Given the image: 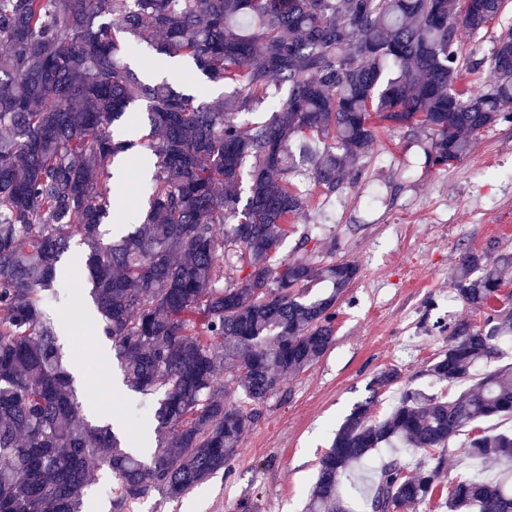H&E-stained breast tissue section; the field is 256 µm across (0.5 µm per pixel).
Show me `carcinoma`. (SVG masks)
Returning a JSON list of instances; mask_svg holds the SVG:
<instances>
[{
	"label": "carcinoma",
	"mask_w": 512,
	"mask_h": 512,
	"mask_svg": "<svg viewBox=\"0 0 512 512\" xmlns=\"http://www.w3.org/2000/svg\"><path fill=\"white\" fill-rule=\"evenodd\" d=\"M507 0H0V512H83L97 464L120 480L116 510L150 489L176 499L227 466L257 413L226 401L219 377L255 405L318 362L334 341L336 304L358 273L313 253L276 258L288 218L308 197L293 180L334 193L367 164L376 124L422 142L420 165L449 168L472 137L512 123V27L495 39L492 78L460 33L479 34ZM147 44L187 58L224 100L206 102L125 62ZM142 104L141 138L125 124ZM264 122L239 115L262 105ZM143 143L147 207L140 224L101 226L114 158ZM86 247V290L112 341L124 382L139 395L165 386L150 461L82 413L62 352L63 256ZM512 256H462L456 299L485 314L450 327L429 366L438 381L472 378L512 338V310L493 307ZM329 292L311 297L317 282ZM377 373L376 393L398 381ZM374 398L346 416L319 461L305 512H346L342 477L382 446L429 452L406 474L391 460L368 489L371 512H425L448 443L469 432L466 456L495 464L494 481L459 476L438 506L512 512V433L483 420L512 415V366L482 375L455 398L405 389L381 421Z\"/></svg>",
	"instance_id": "1"
}]
</instances>
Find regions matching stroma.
<instances>
[{
  "label": "stroma",
  "mask_w": 512,
  "mask_h": 512,
  "mask_svg": "<svg viewBox=\"0 0 512 512\" xmlns=\"http://www.w3.org/2000/svg\"><path fill=\"white\" fill-rule=\"evenodd\" d=\"M152 54L140 46L132 67L202 100L223 98V82L204 78L192 61L179 59L158 71ZM369 155L358 184L332 196L312 189L305 211L289 218L277 251L293 256L314 230L321 239L316 260L357 265L356 280L336 306L333 345L259 405L228 469L176 499L150 490L126 512H302L319 460L355 405L374 398L373 416L381 420L404 388L450 396L463 391L460 383L435 382L428 366L447 346L451 321L484 320L450 292L460 256L512 253V123L479 134L471 153L447 169L419 167L405 175L414 150L395 129H379ZM60 343L70 366L95 367L94 377L76 379L80 401L96 397L129 444L154 439L156 397L127 390L112 343L96 333L92 319L65 322ZM390 367L399 371L398 381L371 393L375 374ZM388 455V449L376 450L342 480L344 507L364 499L367 478Z\"/></svg>",
  "instance_id": "1"
}]
</instances>
